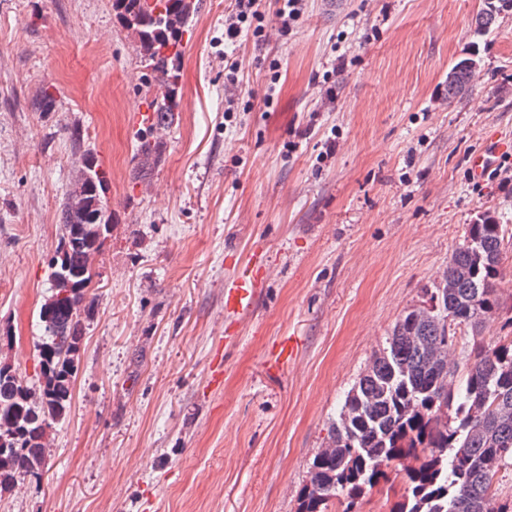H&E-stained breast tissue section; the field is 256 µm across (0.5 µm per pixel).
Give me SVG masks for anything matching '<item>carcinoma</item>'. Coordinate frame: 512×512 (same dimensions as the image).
<instances>
[{
	"mask_svg": "<svg viewBox=\"0 0 512 512\" xmlns=\"http://www.w3.org/2000/svg\"><path fill=\"white\" fill-rule=\"evenodd\" d=\"M122 27L136 40L146 69L141 90L151 96L155 120L137 132L139 164L161 160L158 132L178 111L182 37L196 12L195 0H112ZM512 0H484L475 18L483 35ZM477 53L448 69V98L464 96L477 71ZM83 156L82 169L61 212L63 233L48 261L52 296L39 312L43 327L37 381L22 380L0 365V492L21 477L40 478L50 452L47 437L70 413L83 343V317L93 259L112 231L114 214L105 197L106 172ZM512 229L491 216L469 225L442 272L443 285L423 289L421 304L401 314L387 338L347 392L328 443L313 459L299 512H359L366 493L402 474L391 512H512L498 500L497 475L512 462V337L487 347L477 335L484 319L500 309L503 250ZM467 361L456 382L452 354Z\"/></svg>",
	"mask_w": 512,
	"mask_h": 512,
	"instance_id": "obj_1",
	"label": "carcinoma"
}]
</instances>
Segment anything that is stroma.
<instances>
[{
    "label": "stroma",
    "instance_id": "obj_1",
    "mask_svg": "<svg viewBox=\"0 0 512 512\" xmlns=\"http://www.w3.org/2000/svg\"><path fill=\"white\" fill-rule=\"evenodd\" d=\"M195 2L182 105L143 176L144 69L112 0H0V363L35 377L84 151L117 219L70 414L41 479L0 493V512H297L397 318L478 214L512 225V154L498 175L468 169L488 137L512 138V12L479 36L482 0H304L284 36L266 0V37L228 45L234 0ZM470 51L478 73L449 99L448 68ZM254 257L271 275L252 310L228 313L224 287ZM504 267L490 347L512 336V250Z\"/></svg>",
    "mask_w": 512,
    "mask_h": 512
}]
</instances>
